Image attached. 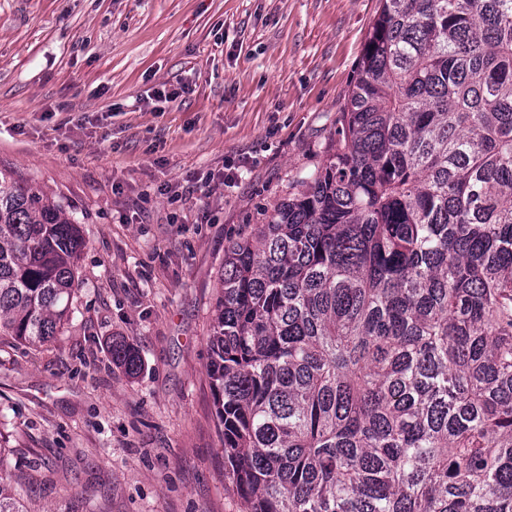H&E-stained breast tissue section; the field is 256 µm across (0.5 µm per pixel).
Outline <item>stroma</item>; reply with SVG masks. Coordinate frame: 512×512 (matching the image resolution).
Here are the masks:
<instances>
[{
	"label": "stroma",
	"instance_id": "1",
	"mask_svg": "<svg viewBox=\"0 0 512 512\" xmlns=\"http://www.w3.org/2000/svg\"><path fill=\"white\" fill-rule=\"evenodd\" d=\"M380 6L0 0V171L85 242L57 336H0L25 512H240L208 373L224 252L321 163ZM112 362L122 367L131 376L137 375L142 366L138 352L124 339L112 342Z\"/></svg>",
	"mask_w": 512,
	"mask_h": 512
}]
</instances>
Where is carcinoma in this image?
I'll list each match as a JSON object with an SVG mask.
<instances>
[{"label":"carcinoma","instance_id":"cac0c4a2","mask_svg":"<svg viewBox=\"0 0 512 512\" xmlns=\"http://www.w3.org/2000/svg\"><path fill=\"white\" fill-rule=\"evenodd\" d=\"M83 247L0 172V335H57ZM221 283L242 512H512V0H381L323 163ZM112 361L141 369L124 339ZM0 512H22L3 476Z\"/></svg>","mask_w":512,"mask_h":512}]
</instances>
